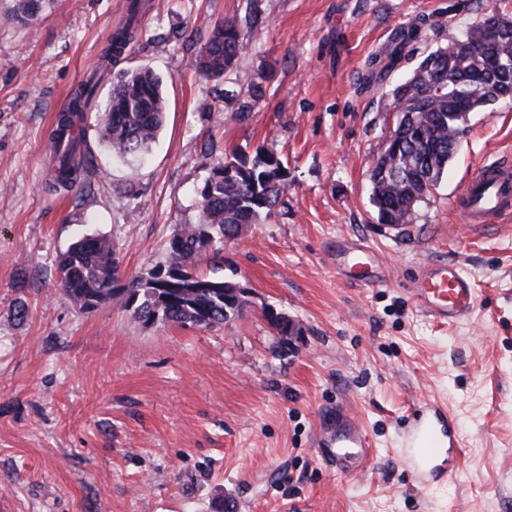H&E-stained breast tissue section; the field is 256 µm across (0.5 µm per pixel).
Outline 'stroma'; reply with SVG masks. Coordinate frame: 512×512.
<instances>
[{"label":"stroma","mask_w":512,"mask_h":512,"mask_svg":"<svg viewBox=\"0 0 512 512\" xmlns=\"http://www.w3.org/2000/svg\"><path fill=\"white\" fill-rule=\"evenodd\" d=\"M141 2L120 67L162 78L166 123L130 165L88 116L89 192H46L47 138L129 0H44L33 22L0 20V512H512V222L470 230L454 208L482 160L512 162V103L470 113L411 223L378 222L369 180L394 123L385 105L421 52L488 11L512 14V0ZM222 21L244 48L205 79L195 53ZM402 27L418 41L368 82ZM259 148L281 160L287 190L224 245L242 314L205 329L74 307L58 258L77 236L112 239L130 281L195 222L210 159ZM356 244L372 247L385 283L357 285ZM448 260L480 294L469 319L444 325L408 290L422 263ZM269 308L301 336H275ZM339 402L374 442L348 474L312 443ZM420 404L453 419L460 445L452 474L424 487L401 458Z\"/></svg>","instance_id":"1"}]
</instances>
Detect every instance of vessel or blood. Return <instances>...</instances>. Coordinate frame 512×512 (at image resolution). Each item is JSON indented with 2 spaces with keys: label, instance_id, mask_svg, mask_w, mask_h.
<instances>
[{
  "label": "vessel or blood",
  "instance_id": "1",
  "mask_svg": "<svg viewBox=\"0 0 512 512\" xmlns=\"http://www.w3.org/2000/svg\"><path fill=\"white\" fill-rule=\"evenodd\" d=\"M461 211L471 226L500 224L512 217V165L505 162L480 163L466 181ZM409 293L415 304L441 322L468 319L478 304V292L460 265L451 261L424 267ZM403 445L407 472L413 482H425L433 475L454 444V431L447 428L443 412L428 413L419 408ZM315 445L326 465L344 470L362 469L370 455V437L351 409L337 404L330 414L318 419Z\"/></svg>",
  "mask_w": 512,
  "mask_h": 512
}]
</instances>
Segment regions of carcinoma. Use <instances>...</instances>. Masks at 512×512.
<instances>
[{"instance_id": "cac0c4a2", "label": "carcinoma", "mask_w": 512, "mask_h": 512, "mask_svg": "<svg viewBox=\"0 0 512 512\" xmlns=\"http://www.w3.org/2000/svg\"><path fill=\"white\" fill-rule=\"evenodd\" d=\"M140 3L133 0L126 23L117 29L104 50L106 72L112 76V91L96 106L100 139L112 155L133 159L147 151L164 126L167 99L162 81L150 69L112 71L119 57L134 40ZM483 21L468 26L469 51L438 48L417 65L410 79L397 85L385 106L405 103L404 111L417 113L415 129L399 141L400 157L386 165L380 160L371 178L376 182L372 203L382 224H408L413 193L437 185L448 168V147L459 142L462 127L451 113L453 101L463 87L470 90L471 112L490 105L504 87L501 74L486 69L487 59L498 55L512 60V40L491 45L482 41ZM418 36L414 28H401L393 38L391 57L399 56ZM244 48L243 37L232 23L213 27L211 36L196 56V69L205 78H220L236 62ZM98 84L92 74L74 91L68 108L61 112L49 135L53 164L45 187L50 192L71 191L92 182L95 174L83 142L73 141L58 155L57 142L76 122H84L85 107ZM286 170L271 152L255 155L234 153L212 164L197 191V219L183 224L165 246L166 259L145 275L121 283L117 251L102 236L77 237L60 256L61 285L82 311L117 303L144 323H176L211 328L241 313L242 305L225 302V291L236 287L231 279L212 271L200 272L210 252L235 240L238 226L254 224L271 213L286 189Z\"/></svg>"}]
</instances>
